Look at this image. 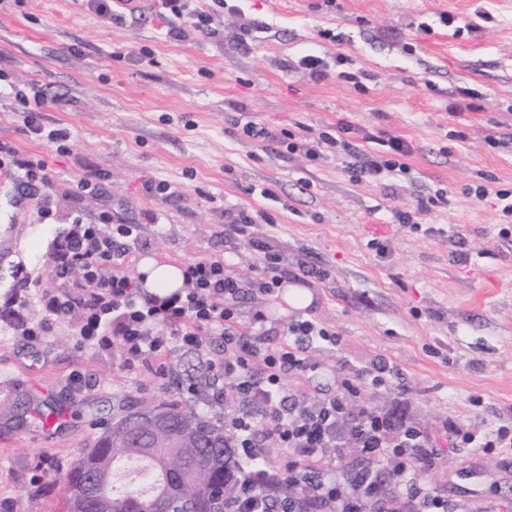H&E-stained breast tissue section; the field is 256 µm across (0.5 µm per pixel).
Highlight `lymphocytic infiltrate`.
Returning a JSON list of instances; mask_svg holds the SVG:
<instances>
[{
  "label": "lymphocytic infiltrate",
  "instance_id": "lymphocytic-infiltrate-1",
  "mask_svg": "<svg viewBox=\"0 0 512 512\" xmlns=\"http://www.w3.org/2000/svg\"><path fill=\"white\" fill-rule=\"evenodd\" d=\"M214 2L207 8L202 0H154V9L166 22L169 36H183L189 28L209 36L219 10L240 11L231 0ZM242 131L253 139L284 144L288 152H301L311 161L327 151L341 153L358 179L407 171L413 152L408 141L391 136L384 140L382 153H371L365 148L371 135L356 137L354 126L344 120L334 132L304 141L295 140L290 130L254 122L245 123ZM140 241L137 225L115 221L108 212L96 223L76 224L56 238L57 276L64 279L79 270L84 293L76 298L63 290L51 300L50 310L56 315L76 306L85 310V338L101 347H120L126 361L133 363H155L171 337L191 350L201 349L207 337L223 344L218 371L224 385L215 397L237 404L224 426L239 456L255 464L236 479L228 512H309L314 506L321 512H405L409 507L414 512H449L447 499L423 486L445 449L512 451V429L503 426L490 424L475 433L451 422L432 432L407 420L399 409L370 405L361 390L385 384L386 369L378 365L368 373L342 378L332 397L294 398L288 377L300 382L314 369L306 355L308 346L317 341L335 345L338 337L316 319L297 316L286 326V340L269 344L257 331L266 322L263 310H254L250 323L241 322V280L221 256L187 265L178 292H144L124 263L131 246ZM258 365L263 368L259 377L254 374ZM349 446L392 471V485L383 486L369 472L350 481L337 476L336 462ZM272 448L291 450L288 465L269 457ZM287 482L308 488V499H284L281 488Z\"/></svg>",
  "mask_w": 512,
  "mask_h": 512
}]
</instances>
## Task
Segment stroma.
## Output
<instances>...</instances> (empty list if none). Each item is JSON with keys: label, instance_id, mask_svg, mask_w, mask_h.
Here are the masks:
<instances>
[{"label": "stroma", "instance_id": "obj_1", "mask_svg": "<svg viewBox=\"0 0 512 512\" xmlns=\"http://www.w3.org/2000/svg\"><path fill=\"white\" fill-rule=\"evenodd\" d=\"M216 32L166 37L151 0H127L121 20L86 0H0V146L47 165L49 185L25 188L0 170L12 201L0 204V286L25 263L37 288L22 318L0 320V378L34 367L38 388L0 397V512H63L65 476L112 422L131 411L175 404L224 419L207 384L224 350L196 352L168 340L164 370L130 365L120 349L81 334V311L46 307L60 292L51 250L56 232L94 223L101 212L140 227L144 255L178 266L226 257L241 274L260 265L265 242L313 297L306 315L340 338L312 346L309 393L328 396L339 376L391 369L386 389L362 399L385 409L397 398L431 431L447 422L512 428V217L494 192L512 188V0H242ZM258 22L246 46L230 41ZM460 22L472 30L457 31ZM314 54L362 73V89L317 82L287 69ZM44 99L46 127L70 134L60 154L28 134L25 104ZM359 132L406 139L408 173L356 180L343 155L318 161L249 139L244 123L306 127L317 138L339 120ZM103 178L93 193L78 183ZM163 181L170 197L146 193ZM485 185L476 199L469 188ZM271 189L265 199L261 189ZM445 200L430 205L436 192ZM269 219L228 239L231 211ZM413 214L399 223L397 210ZM159 222H151V215ZM48 323L41 341L25 328ZM67 405L65 428L32 435L35 404ZM425 482L473 512H512V454L456 448Z\"/></svg>", "mask_w": 512, "mask_h": 512}]
</instances>
